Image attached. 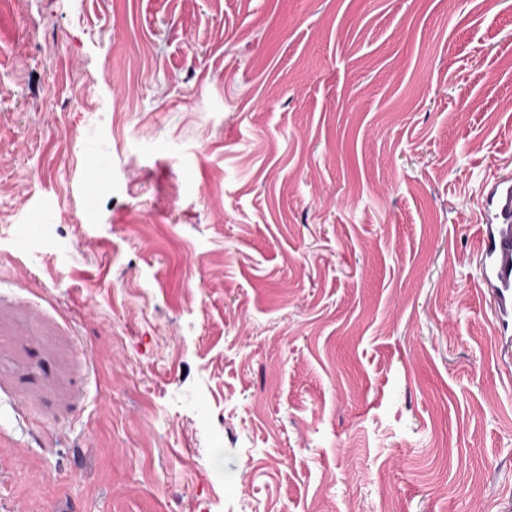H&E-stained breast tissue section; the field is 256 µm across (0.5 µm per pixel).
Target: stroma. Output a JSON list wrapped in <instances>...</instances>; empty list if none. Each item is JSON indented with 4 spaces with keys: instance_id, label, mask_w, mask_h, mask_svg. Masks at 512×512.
<instances>
[{
    "instance_id": "obj_1",
    "label": "stroma",
    "mask_w": 512,
    "mask_h": 512,
    "mask_svg": "<svg viewBox=\"0 0 512 512\" xmlns=\"http://www.w3.org/2000/svg\"><path fill=\"white\" fill-rule=\"evenodd\" d=\"M506 172L512 0H14L0 512H502ZM483 194L479 278L494 301L493 318L506 335L512 323V177H498Z\"/></svg>"
}]
</instances>
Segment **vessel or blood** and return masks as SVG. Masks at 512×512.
I'll return each instance as SVG.
<instances>
[{
    "label": "vessel or blood",
    "mask_w": 512,
    "mask_h": 512,
    "mask_svg": "<svg viewBox=\"0 0 512 512\" xmlns=\"http://www.w3.org/2000/svg\"><path fill=\"white\" fill-rule=\"evenodd\" d=\"M479 278L494 301L493 318L502 332V351L512 355V177L488 185L480 210Z\"/></svg>",
    "instance_id": "vessel-or-blood-1"
}]
</instances>
